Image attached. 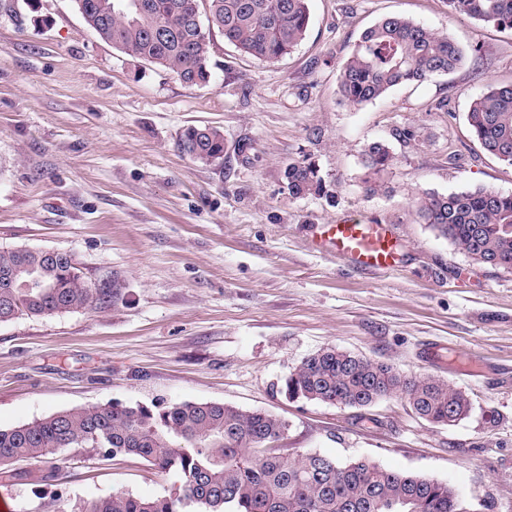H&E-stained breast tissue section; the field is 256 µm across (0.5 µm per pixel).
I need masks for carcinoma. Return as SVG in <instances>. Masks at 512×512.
I'll return each instance as SVG.
<instances>
[{"instance_id":"carcinoma-1","label":"carcinoma","mask_w":512,"mask_h":512,"mask_svg":"<svg viewBox=\"0 0 512 512\" xmlns=\"http://www.w3.org/2000/svg\"><path fill=\"white\" fill-rule=\"evenodd\" d=\"M74 2L101 40L193 85L211 80V32L218 31L244 55L271 62L289 54L309 24L308 0H144L148 8L134 21L123 15L126 0ZM448 6L512 29V0H448ZM193 11L206 14L202 34L185 22ZM465 62L449 33L390 16L363 32L338 74L339 91L347 102L362 105L395 86L423 83ZM467 122L486 154L512 165V84L490 87L473 98ZM395 136L408 146L425 142L419 127H404ZM181 147L194 160L214 164L224 158V132L191 126ZM392 162L386 144L367 146L363 183L368 193L382 189ZM284 177L296 197L332 196L331 183L306 157L289 162ZM413 206L422 223L476 263L512 269V194L484 186L451 194L423 192ZM18 270L30 273L33 287H6L5 274ZM119 295L117 281H88L64 251H0V322L97 309ZM283 389L290 398L351 407L401 394L418 417L435 425L459 421L470 408L465 392L443 380L409 379L386 363L336 347L305 358ZM286 429L276 415L217 402L73 408L1 428L0 475L10 476L14 463L33 459L46 464L39 484L48 487L56 478L59 450L90 448L103 457H139L162 472H179L181 480L164 495L141 498L117 491L82 500L72 512H473L449 484L389 470L366 458L342 463L304 452L290 460L268 446Z\"/></svg>"}]
</instances>
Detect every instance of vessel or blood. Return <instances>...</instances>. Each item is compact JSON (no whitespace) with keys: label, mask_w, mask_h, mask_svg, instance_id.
I'll list each match as a JSON object with an SVG mask.
<instances>
[{"label":"vessel or blood","mask_w":512,"mask_h":512,"mask_svg":"<svg viewBox=\"0 0 512 512\" xmlns=\"http://www.w3.org/2000/svg\"><path fill=\"white\" fill-rule=\"evenodd\" d=\"M318 243L359 269L386 270L398 259V239L384 224H327L321 229Z\"/></svg>","instance_id":"vessel-or-blood-1"}]
</instances>
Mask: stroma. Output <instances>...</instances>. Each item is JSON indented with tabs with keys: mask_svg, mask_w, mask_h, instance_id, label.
<instances>
[{
	"mask_svg": "<svg viewBox=\"0 0 512 512\" xmlns=\"http://www.w3.org/2000/svg\"><path fill=\"white\" fill-rule=\"evenodd\" d=\"M305 37L262 62L212 33V79L173 72L101 41L73 0H0V249L72 254L89 281L119 280L102 309L0 322V428L119 403L219 402L287 423L278 447L367 458L447 482L474 512H512V270L471 261L417 219L422 192L512 194V166L486 155L472 98L512 83V30L446 0H309ZM402 15L450 33L464 66L354 106L337 75L360 34ZM447 98V111L435 110ZM224 132V163L181 148L187 127ZM420 126L417 149L395 132ZM391 145L386 188L367 193L372 142ZM309 158L332 198L289 193ZM387 224L400 262L362 273L317 250L325 224ZM336 347L466 392L445 426L399 396L364 408L293 400L276 384ZM56 486L34 461L0 477V512H67L116 491L164 494L181 476L136 457L58 453Z\"/></svg>",
	"mask_w": 512,
	"mask_h": 512,
	"instance_id": "1",
	"label": "stroma"
}]
</instances>
